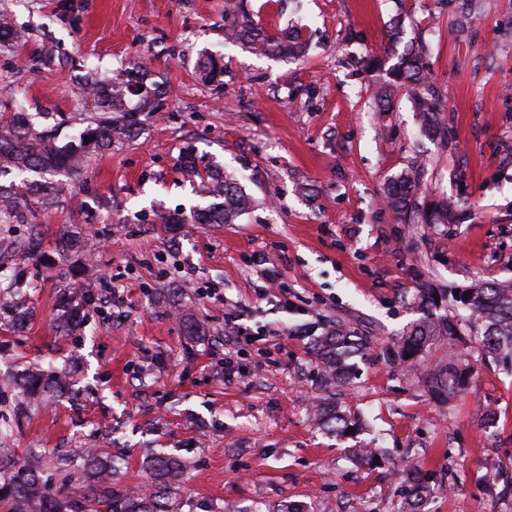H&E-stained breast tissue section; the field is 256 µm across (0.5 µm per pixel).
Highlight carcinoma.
Masks as SVG:
<instances>
[{
  "mask_svg": "<svg viewBox=\"0 0 512 512\" xmlns=\"http://www.w3.org/2000/svg\"><path fill=\"white\" fill-rule=\"evenodd\" d=\"M224 36L249 51L282 58H299L310 46L301 34L268 32L255 26L243 9L242 0H224ZM30 38L29 30L14 25L10 15L0 12V53L19 49ZM389 79L375 88L374 98L379 110L386 112L392 105L393 91L409 88L413 111L420 122L423 136L445 141V94L429 78L422 56L408 46L388 68ZM148 74L139 65L121 70L109 82L87 75L80 87L87 107L94 112L91 124L78 137L61 145L57 131L71 117L59 113V121L48 128L35 124L23 112L0 113V177H14L9 184L0 182V228L11 224H34L38 210L47 211L57 203L55 184L41 181L44 175L67 174L78 177L89 159V148L107 152L134 136L140 115L153 112L167 96L169 89L157 83H147ZM180 165L187 176L199 181V186L213 202L194 209L189 215L160 214L163 224H232L248 208L249 197L238 182L226 172L210 165H199L194 150L187 147L180 153ZM421 165L413 163L389 180L384 191V203L400 218L406 216L422 224H452L456 209L448 200L419 202ZM62 253H79L84 241L77 235L64 233L57 240ZM16 249L31 256L39 250V240L32 235L13 241L0 237V254L8 258ZM21 283L10 275H0V300H10L15 320L20 322L30 314L26 303L16 297ZM423 316L408 326L398 340V354L405 361L418 360L422 353L440 339L448 346L469 330L480 336V359H494L502 352L512 354V282H476L458 289L449 307L438 303L437 289L428 286L418 291ZM83 324L77 308L59 305L55 325L59 332H71ZM368 339L355 330L336 325L317 343L316 355L329 384L342 386L353 375L351 359L361 353ZM471 353H462L442 368L423 377L428 391L442 399H450L467 388L470 377ZM20 405L29 407L43 396L55 392L67 393L72 382L67 373L45 377L40 370L21 375ZM317 426L331 433H345L357 422L343 411L331 396L320 400L316 407ZM144 464L152 478V489L136 495L112 489V459L95 448L75 456H61L55 470L68 486L64 495H52L45 488L44 468L39 461H29L20 467L5 453H0V503H11L8 512H88L97 503L112 512H166L165 500L183 473V464L175 456L146 454ZM440 486L422 476H410L404 481L402 512H418L417 506Z\"/></svg>",
  "mask_w": 512,
  "mask_h": 512,
  "instance_id": "carcinoma-1",
  "label": "carcinoma"
}]
</instances>
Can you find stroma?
Segmentation results:
<instances>
[{"label": "stroma", "instance_id": "obj_1", "mask_svg": "<svg viewBox=\"0 0 512 512\" xmlns=\"http://www.w3.org/2000/svg\"><path fill=\"white\" fill-rule=\"evenodd\" d=\"M0 5L30 32L22 52L0 54V110L42 125L48 104L79 115L83 75L131 61L170 88L136 137L92 154L77 180L55 177L59 203L36 227L11 228L18 239L37 231L41 248L9 263L33 313L0 328V413L19 401L10 376L75 372L72 394L46 397L14 428L17 462L100 448L130 490L151 482L148 445L186 466L169 512H400L401 476L414 467L441 486L430 512H512V495L486 488L488 472L512 474V365L475 362L467 390L439 402L421 377L446 362L447 344L413 366L392 355L427 283L512 280V0H483L465 23L456 0H248L263 29L310 43L299 61L225 42L224 0ZM49 35L55 58L36 64ZM410 41L447 95L448 145L419 135L406 93L376 109L385 74L365 60L393 64ZM209 55L224 59L223 87L200 73ZM188 145L251 195L236 223L158 222L202 202L177 164ZM419 156L425 195L452 201L455 223L402 222L383 205L386 180ZM77 231L102 249L60 255L57 239ZM270 273L286 302L265 296ZM65 293L86 303L70 336L53 326ZM185 313L203 335L186 336ZM229 315L245 336L230 334ZM338 322L371 338L341 397L362 425L345 438L310 415L322 390L315 344ZM357 448L383 452L382 465H358Z\"/></svg>", "mask_w": 512, "mask_h": 512}]
</instances>
